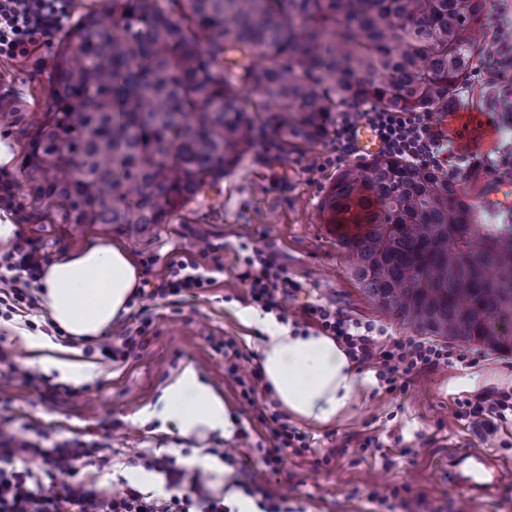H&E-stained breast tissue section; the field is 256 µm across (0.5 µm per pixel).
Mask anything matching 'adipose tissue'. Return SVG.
<instances>
[{
	"label": "adipose tissue",
	"mask_w": 512,
	"mask_h": 512,
	"mask_svg": "<svg viewBox=\"0 0 512 512\" xmlns=\"http://www.w3.org/2000/svg\"><path fill=\"white\" fill-rule=\"evenodd\" d=\"M140 279L138 265L124 249L101 241L45 265L40 298L49 320L67 336L91 341L123 319ZM246 321L262 328L259 364L282 409L320 425L336 422L346 413L363 380L334 337L290 328L256 310L247 314ZM13 330L26 350L57 371L61 380L79 384L91 377L92 363L65 357L63 346L50 337L18 323ZM142 414L174 423L184 434L222 428L228 421L223 396L202 383L190 366L173 377Z\"/></svg>",
	"instance_id": "obj_1"
}]
</instances>
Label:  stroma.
I'll list each match as a JSON object with an SVG mask.
<instances>
[{
    "label": "stroma",
    "mask_w": 512,
    "mask_h": 512,
    "mask_svg": "<svg viewBox=\"0 0 512 512\" xmlns=\"http://www.w3.org/2000/svg\"><path fill=\"white\" fill-rule=\"evenodd\" d=\"M56 56L53 50L43 53L38 66L20 58L0 59V135L12 137L16 158L10 168L17 179L14 242L36 241L52 260L108 241L135 260L153 259L159 276L183 256L210 271L217 261L271 250L289 276L303 284L301 301L336 308L362 323L384 325L397 338L412 337V329L369 302L352 276L351 260L335 229L324 221L321 202L338 170L322 167L321 162L332 153L334 137L315 146H295L285 138H273L271 132L256 131L250 151L219 184L177 207L167 223L137 236L99 224L76 230L61 223L52 209L32 202L19 182L18 160L47 109ZM501 98V89L487 88L483 75L474 69L447 108L432 115L454 155L467 162L454 183L481 224H496L512 215V207L488 200L501 183V160L512 161V122L502 119ZM461 112L487 116L495 130L487 146L473 142L457 120ZM271 139L277 148L269 152L264 144ZM145 304L154 313V323L151 341L138 357L115 363L101 356L99 342L80 344L83 359L96 365L95 375L57 396V374L33 359L7 327L15 320L38 333L47 328V317L15 304L0 288V354L6 356L0 361V402L9 405V418L0 422V429L18 441L78 439L106 449L112 464L97 471V485L108 487L123 479L159 498L169 495L167 480L149 463L165 457L175 466L201 469L209 488L230 508L242 497L234 484L241 465L264 491L287 496L293 512H512V490L473 501L446 479L448 446L458 441L512 463V422L490 432L455 415L457 398L492 397L512 390V354L474 344L452 345L448 365L420 371L403 392L388 391L378 368H361L368 383L359 388L348 412L329 425L300 422L310 451L298 456L282 449V462L271 471L261 463L259 431L252 430L249 441L239 438L240 429L250 428L253 411L227 377L223 353L213 347L221 338H236L249 357L242 373L253 369L261 332L242 320L252 308L247 286L228 269L217 274L214 286L199 297L181 302L137 297L129 310L137 312ZM188 364L223 395L228 430L184 436L173 424L143 420L142 409L155 403L169 379ZM12 365L17 368L13 374L8 371ZM28 371L36 374L35 382H26ZM228 450L237 465L225 462Z\"/></svg>",
    "instance_id": "35a3bbf8"
}]
</instances>
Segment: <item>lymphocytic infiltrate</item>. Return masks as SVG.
<instances>
[{"mask_svg": "<svg viewBox=\"0 0 512 512\" xmlns=\"http://www.w3.org/2000/svg\"><path fill=\"white\" fill-rule=\"evenodd\" d=\"M70 0H0V57L28 58L38 51L49 50L70 17ZM512 70V32L495 31L488 42L482 71L488 82L503 79ZM370 127L381 143V152L433 169L441 179L454 176L449 168L451 146L444 132L431 121L427 112L384 111L367 108L342 113L336 124V150L326 157L325 165L339 166L357 155L353 131L356 126ZM46 256L33 242L14 247L0 255V283L6 285L13 301L28 310L39 309L40 275ZM238 277L249 287L253 303L265 312L287 311L289 304L300 302V282L289 278L276 253L257 250L253 255L234 258ZM212 285V280L199 273L197 264L188 257L172 261L169 274L149 291L150 297H184ZM301 314L322 331L336 337L350 360L360 366L378 365L384 370L390 389L407 384L409 378L423 369L447 365L450 353L415 339L384 340V328L371 323H357L331 307L317 303H301ZM153 312L140 307L132 323L115 339L102 344V355L114 362L137 356L148 341ZM228 362L226 373L235 382L241 399L254 409V416L264 427L269 447L264 463L278 470L282 449L303 454L310 448L308 436L290 423L286 414L258 404L256 395L262 383L260 368L250 375L240 373L245 355L234 339L216 343ZM456 415L472 424L494 427L495 423L512 420V392H504L486 401H458ZM30 458L41 461L40 473L17 469V462ZM110 458L99 448L66 444L42 448L18 442L0 431V512H225L223 499L214 497L204 487L201 472L173 466L169 461H156L165 472L171 495L159 500L129 483L112 488L97 487L94 482L71 483L79 466H104Z\"/></svg>", "mask_w": 512, "mask_h": 512, "instance_id": "1", "label": "lymphocytic infiltrate"}]
</instances>
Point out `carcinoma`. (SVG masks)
I'll return each instance as SVG.
<instances>
[{"mask_svg":"<svg viewBox=\"0 0 512 512\" xmlns=\"http://www.w3.org/2000/svg\"><path fill=\"white\" fill-rule=\"evenodd\" d=\"M481 2L112 0L64 34L30 194L74 228L139 232L223 180L258 121L313 145L350 103L436 110L480 52ZM321 210L378 309L512 354V225L474 223L454 184L389 156L338 173Z\"/></svg>","mask_w":512,"mask_h":512,"instance_id":"carcinoma-1","label":"carcinoma"}]
</instances>
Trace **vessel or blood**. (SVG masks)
Wrapping results in <instances>:
<instances>
[{
    "label": "vessel or blood",
    "mask_w": 512,
    "mask_h": 512,
    "mask_svg": "<svg viewBox=\"0 0 512 512\" xmlns=\"http://www.w3.org/2000/svg\"><path fill=\"white\" fill-rule=\"evenodd\" d=\"M448 480L467 498L480 500L497 496L507 485L501 476V465L490 454L469 444H458L450 453Z\"/></svg>",
    "instance_id": "b4317fda"
}]
</instances>
